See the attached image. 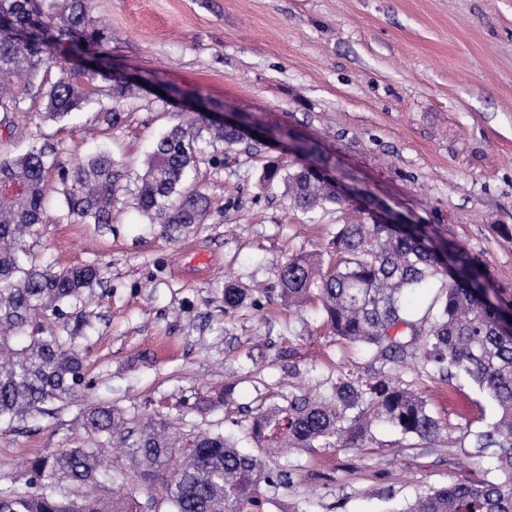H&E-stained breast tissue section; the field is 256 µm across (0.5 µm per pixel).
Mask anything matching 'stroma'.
<instances>
[{
	"mask_svg": "<svg viewBox=\"0 0 512 512\" xmlns=\"http://www.w3.org/2000/svg\"><path fill=\"white\" fill-rule=\"evenodd\" d=\"M108 24L112 70L141 79L125 118L107 128L98 107L57 132L73 157L109 150L127 192L112 229L72 223L58 202L31 253L58 268L97 265L105 282L90 308L96 330L84 341L92 389L32 423L0 429V488L23 491L19 461L85 446L82 405L111 403L128 414L178 416L181 398L235 386L206 416L241 437L247 412L281 404L303 386L330 392L341 374L369 380L375 352L337 341L309 306L296 314L273 293L277 270L295 254L330 253L337 225L356 224L355 203L308 216L282 189L260 187L264 163L294 152L257 142L252 152L202 134L204 154L190 181L208 198L202 223L176 239L131 206L152 144L182 121L183 106L210 101L263 131L287 129L308 143L362 198L385 203L409 223L435 228L482 260L512 294V0H94ZM173 87V99L160 89ZM50 121L28 114L0 129V153L25 151ZM239 280L261 309L224 310V278ZM445 425L433 447L383 425L363 447L290 450L288 494L302 512H398L434 487L496 480L498 449L472 448L470 432L496 409L468 380H432L406 368Z\"/></svg>",
	"mask_w": 512,
	"mask_h": 512,
	"instance_id": "obj_1",
	"label": "stroma"
}]
</instances>
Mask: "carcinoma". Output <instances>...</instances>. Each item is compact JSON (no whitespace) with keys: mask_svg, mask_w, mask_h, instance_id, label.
<instances>
[{"mask_svg":"<svg viewBox=\"0 0 512 512\" xmlns=\"http://www.w3.org/2000/svg\"><path fill=\"white\" fill-rule=\"evenodd\" d=\"M92 0H0V128L12 133L31 108L43 105L49 118L66 120L95 101L98 81L108 86L104 121L115 128L134 85L114 82L102 70H76L85 50L95 48L109 65L107 30L92 19ZM29 107H24L25 103ZM229 145L237 131L192 115L154 142L135 206L161 225L170 239L199 223L208 199L184 187L197 162L201 130ZM295 163L270 162L261 184L283 185L294 208L308 214L345 200L317 170L325 167L308 147ZM68 216L109 229L112 206L124 191L121 163L108 151L63 159L54 134L40 131L25 153L0 158V427L18 432L30 420L54 413L53 406L91 388L78 340L94 328L87 303L103 287L99 268L85 264L63 270L36 262L27 239L48 220V175ZM448 245L424 227L339 224L329 259L291 256L278 273L277 297L288 308L320 302L319 315L341 340L377 351L385 361L374 380L361 386L336 379L328 396L315 400L292 391L283 404L258 405L248 417L245 438L256 451L240 449L221 430L192 424L176 429L163 418L129 416L112 404L79 409L85 447L58 448L25 462L26 492H1L0 512H272L279 494L293 484L278 460L283 448H321L341 439L357 441L375 422L385 423L419 445L432 444L445 425L426 400L402 379L401 368L418 364L442 381L465 378L497 407V419L473 434L476 448H503L497 481L453 484L419 494L397 512H512V334L502 327L504 300L481 262L463 251L444 262ZM437 278L430 304L409 313L404 295ZM254 304L237 282L224 283V309ZM61 321L60 332L43 335L40 320ZM234 386L203 403L183 402L185 413L207 414L233 394ZM124 449L130 469L145 483L147 501L135 496L107 503L97 494L104 449ZM69 482L82 493L58 498ZM159 483L161 497L152 494ZM165 505L166 510L158 509Z\"/></svg>","mask_w":512,"mask_h":512,"instance_id":"cac0c4a2","label":"carcinoma"}]
</instances>
